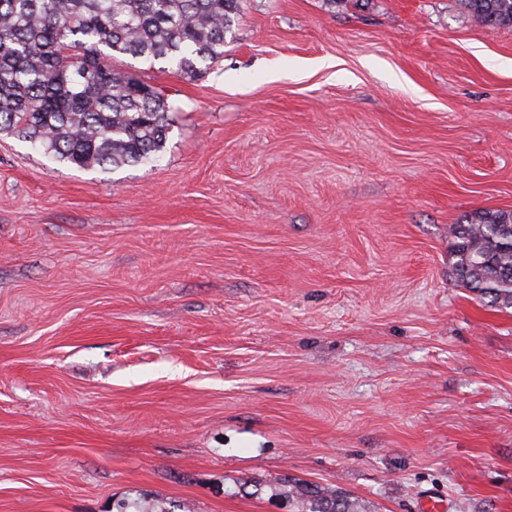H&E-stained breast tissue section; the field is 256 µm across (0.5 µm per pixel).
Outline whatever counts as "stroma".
I'll return each mask as SVG.
<instances>
[{
    "mask_svg": "<svg viewBox=\"0 0 512 512\" xmlns=\"http://www.w3.org/2000/svg\"><path fill=\"white\" fill-rule=\"evenodd\" d=\"M154 162L0 134V512H512V308L451 225L512 211V28L459 0H240ZM288 501L293 512H362L354 499L339 488L289 482Z\"/></svg>",
    "mask_w": 512,
    "mask_h": 512,
    "instance_id": "35a3bbf8",
    "label": "stroma"
}]
</instances>
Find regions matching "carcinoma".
Returning <instances> with one entry per match:
<instances>
[{
    "mask_svg": "<svg viewBox=\"0 0 512 512\" xmlns=\"http://www.w3.org/2000/svg\"><path fill=\"white\" fill-rule=\"evenodd\" d=\"M484 25L512 26V0H461ZM238 0H0V132L78 168L152 160L173 107L157 87L112 65L163 61L194 76L224 57ZM459 286L512 307V211L450 229ZM294 512H361L339 488L288 483Z\"/></svg>",
    "mask_w": 512,
    "mask_h": 512,
    "instance_id": "cac0c4a2",
    "label": "carcinoma"
}]
</instances>
